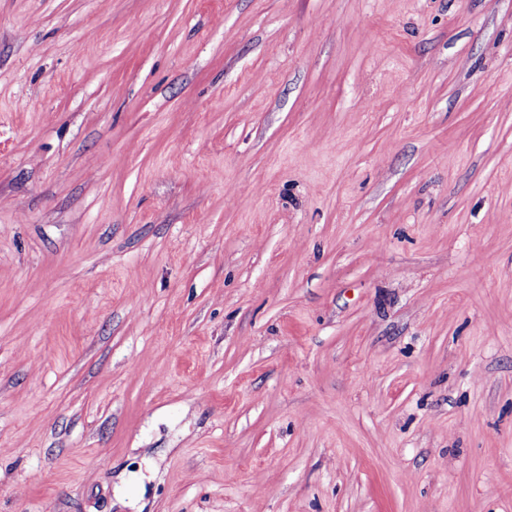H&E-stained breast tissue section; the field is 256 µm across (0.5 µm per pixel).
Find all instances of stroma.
<instances>
[{
	"label": "stroma",
	"instance_id": "35a3bbf8",
	"mask_svg": "<svg viewBox=\"0 0 512 512\" xmlns=\"http://www.w3.org/2000/svg\"><path fill=\"white\" fill-rule=\"evenodd\" d=\"M0 512H512V0H0Z\"/></svg>",
	"mask_w": 512,
	"mask_h": 512
}]
</instances>
